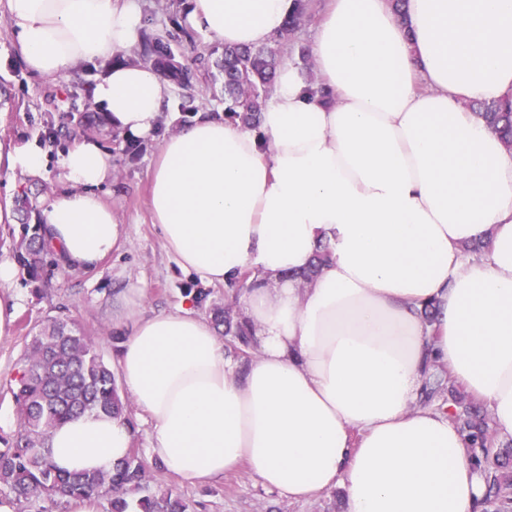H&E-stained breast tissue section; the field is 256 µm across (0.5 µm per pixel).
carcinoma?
<instances>
[{
  "mask_svg": "<svg viewBox=\"0 0 512 512\" xmlns=\"http://www.w3.org/2000/svg\"><path fill=\"white\" fill-rule=\"evenodd\" d=\"M308 0H293L284 27L271 41L252 47H224L217 67L224 74V118L256 127L262 107L272 92L277 66L294 33L306 16ZM136 63L151 64L181 86L200 79L192 68L175 58L169 38L143 32ZM478 114L512 148V102L479 103ZM65 134L80 137L92 129L86 112L70 113ZM24 237L13 250L16 263L36 281L59 266L57 251L45 238L42 225H23ZM330 258L321 244L310 266L300 277L311 280ZM211 290H196V306L211 314L234 354H248L250 337L233 309L210 300ZM452 383L447 370L432 374L422 390L424 403L444 411L448 420L467 439L477 468L486 474L483 505L487 512H512V466L503 460L491 413L465 398H443ZM14 407L16 430L0 436V502L19 506L36 503L69 504L95 498L104 512H193L192 504L172 488L158 486L140 450L128 455L108 473H65L49 456L50 431L85 411L131 415L130 404L94 337L65 314L33 326L25 352L9 386L3 391Z\"/></svg>",
  "mask_w": 512,
  "mask_h": 512,
  "instance_id": "obj_1",
  "label": "carcinoma"
}]
</instances>
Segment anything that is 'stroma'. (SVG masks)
Here are the masks:
<instances>
[{
	"mask_svg": "<svg viewBox=\"0 0 512 512\" xmlns=\"http://www.w3.org/2000/svg\"><path fill=\"white\" fill-rule=\"evenodd\" d=\"M188 0H140L144 30L169 32L179 38L174 50L179 61L211 64L223 44L188 21ZM111 60L78 64L53 79L32 74L26 68L10 32L0 33V85L9 97L0 96V149L18 143L37 142L50 157L70 146L67 138L43 139L47 126L66 125L71 102L86 106L92 101L94 83L105 77ZM224 98L220 88L172 86L171 97L152 135L144 138V150L136 163H127L123 139L100 134L99 142L112 155V178L104 199L110 203L123 226V237L112 255L89 270L61 266L41 281H29L18 271L6 295L12 296L16 317L9 332L0 337V388L4 387L22 357L28 326L41 323L68 309L69 316L94 333L99 350L110 368H117L116 336L122 335L133 319L141 315L172 311L185 303L188 290L199 288V280L185 274L161 245L157 225L149 213V166L163 138L183 124L185 112L202 108L220 109ZM46 185L48 192L61 191L56 168L30 178L0 166V262H13V246L20 238V225L13 211L14 199L33 183ZM157 483L171 487L196 502L197 512H344L341 488L295 501L256 485L245 473L225 475L206 486L188 483L153 468Z\"/></svg>",
	"mask_w": 512,
	"mask_h": 512,
	"instance_id": "obj_1",
	"label": "stroma"
}]
</instances>
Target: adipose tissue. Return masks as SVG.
<instances>
[{"mask_svg":"<svg viewBox=\"0 0 512 512\" xmlns=\"http://www.w3.org/2000/svg\"><path fill=\"white\" fill-rule=\"evenodd\" d=\"M28 68L54 78L112 56L92 89L108 126L143 137L170 88L122 62L140 39L138 0H6ZM291 0H190L189 22L228 45L268 42ZM311 53L319 82L282 67L260 123L201 110L150 166L164 249L200 281L252 270L238 305L254 350L227 351L191 306L136 319L120 346L124 388L149 426V456L206 485L242 467L292 500L339 487L345 512H482L463 436L420 403L437 364L512 440V150L470 105L512 94V0H328ZM56 164L45 235L96 267L122 226L102 196L112 156L83 139L58 160L38 144L0 154L12 172ZM484 242L486 255L465 246ZM332 254L307 285L318 243ZM134 432L85 412L47 440L67 472H109Z\"/></svg>","mask_w":512,"mask_h":512,"instance_id":"1","label":"adipose tissue"}]
</instances>
